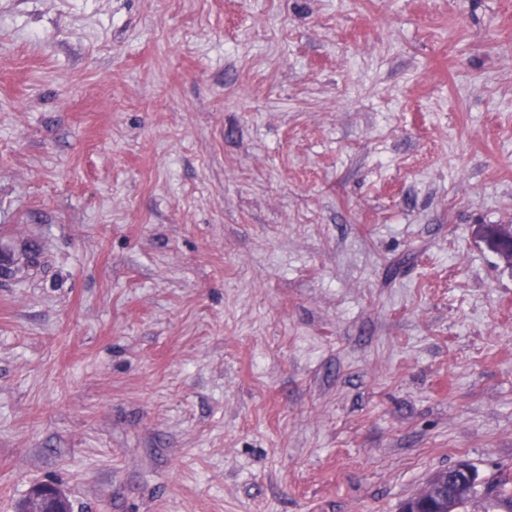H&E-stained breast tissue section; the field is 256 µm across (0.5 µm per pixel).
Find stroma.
<instances>
[{
    "instance_id": "obj_1",
    "label": "stroma",
    "mask_w": 512,
    "mask_h": 512,
    "mask_svg": "<svg viewBox=\"0 0 512 512\" xmlns=\"http://www.w3.org/2000/svg\"><path fill=\"white\" fill-rule=\"evenodd\" d=\"M512 0H0V512H399L512 474ZM484 240L496 249L509 265L512 263V226H492L485 229ZM466 464L473 470L478 480L476 469ZM471 469L457 464L443 469L445 476H431L418 494L404 502L402 512H457L459 498L466 485L473 479ZM421 509H430V511ZM66 497L54 486L36 485L21 512H68Z\"/></svg>"
}]
</instances>
